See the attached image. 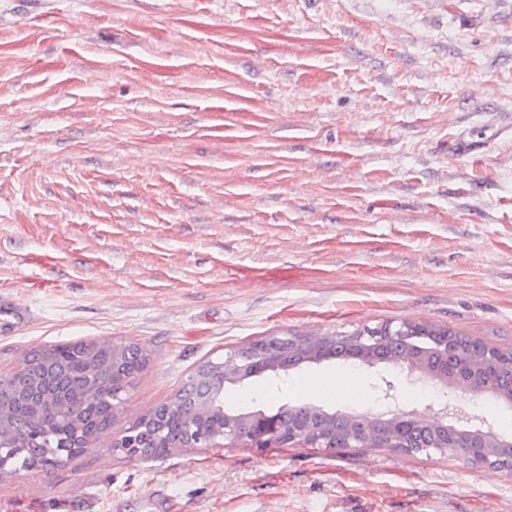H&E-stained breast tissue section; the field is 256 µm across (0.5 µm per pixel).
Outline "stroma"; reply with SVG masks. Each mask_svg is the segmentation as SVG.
I'll return each instance as SVG.
<instances>
[{
  "label": "stroma",
  "mask_w": 512,
  "mask_h": 512,
  "mask_svg": "<svg viewBox=\"0 0 512 512\" xmlns=\"http://www.w3.org/2000/svg\"><path fill=\"white\" fill-rule=\"evenodd\" d=\"M0 372L133 342L123 409L0 512H512V472L384 448L113 452L201 362L403 320L512 348V0H0ZM341 371L357 401L319 392ZM512 407L328 360L243 411Z\"/></svg>",
  "instance_id": "stroma-1"
}]
</instances>
